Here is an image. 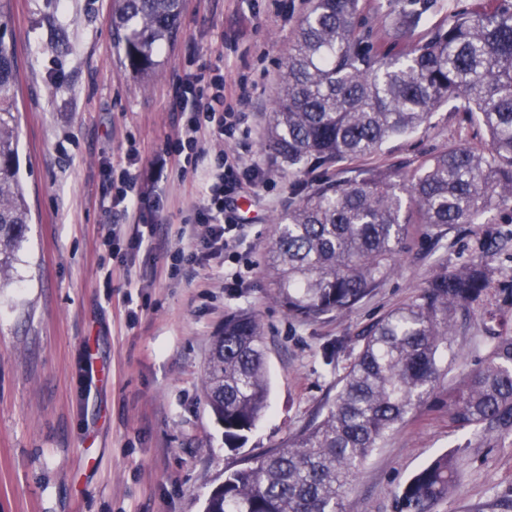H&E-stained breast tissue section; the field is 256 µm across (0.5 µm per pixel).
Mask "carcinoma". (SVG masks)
<instances>
[{"label":"carcinoma","mask_w":512,"mask_h":512,"mask_svg":"<svg viewBox=\"0 0 512 512\" xmlns=\"http://www.w3.org/2000/svg\"><path fill=\"white\" fill-rule=\"evenodd\" d=\"M112 26L124 66L139 73L178 33L184 0H113ZM11 0H0V277L23 241L30 210L17 166L19 70L5 41ZM433 0H390L402 24L379 49L361 0H312L285 62L268 126V146L288 167L329 169L376 154L458 101L488 132V148L464 144L423 161L411 175L386 169L306 187L276 219L267 276L288 312L315 321L356 307L391 275L409 225L480 224L512 205V0H469L405 44ZM482 258L444 269L418 300L390 311L363 338L343 384L320 420L284 447L224 476L203 512H344L343 496L373 448L433 390L443 353L453 356L459 310L488 287ZM202 395L224 423V445L245 446L269 408L261 323L224 318L202 379ZM460 428L512 430V336L498 338L485 364L465 377L448 405ZM459 470L441 456L401 493V512H430Z\"/></svg>","instance_id":"carcinoma-1"}]
</instances>
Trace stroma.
<instances>
[{
	"label": "stroma",
	"instance_id": "obj_1",
	"mask_svg": "<svg viewBox=\"0 0 512 512\" xmlns=\"http://www.w3.org/2000/svg\"><path fill=\"white\" fill-rule=\"evenodd\" d=\"M310 0H185L180 31L142 75L114 45L112 0H12L20 74L19 167L33 220L0 281V512H201L245 458L281 447L327 411L363 337L390 310L416 301L443 269L490 256L489 286L457 316L455 355L434 392L367 456L346 496L348 512H399L410 478L443 453L461 463L431 512H512V436L460 429L448 405L462 378L512 336V207L485 224H416L396 270L359 305L317 321L289 316L265 275L274 220L315 179L267 147L273 101ZM197 66L224 61V95L252 113L251 134L226 141L246 190L247 243L170 275L165 252L115 258L105 244V168L135 138L152 180L173 131L170 91L188 48ZM483 126L448 103L413 133L356 168L400 167L463 143L483 150ZM156 217L176 241L193 217L200 174L166 173ZM242 270L222 287L224 266ZM261 321L269 409L240 452L201 393L212 341L232 313Z\"/></svg>",
	"mask_w": 512,
	"mask_h": 512
}]
</instances>
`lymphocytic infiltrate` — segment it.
<instances>
[{
	"label": "lymphocytic infiltrate",
	"instance_id": "f902f5d3",
	"mask_svg": "<svg viewBox=\"0 0 512 512\" xmlns=\"http://www.w3.org/2000/svg\"><path fill=\"white\" fill-rule=\"evenodd\" d=\"M172 106L175 130L166 140L165 155L180 173H203L193 206L196 219L180 231L192 247L171 256L173 271L187 273L202 257L240 247L248 238L246 225L237 218V161L223 151L225 140L245 133L248 119L226 103L224 68L218 64L177 78ZM140 161V147L131 140L106 171L105 238L116 249L124 245L133 252H149L159 242L157 226L144 207L149 194L140 182Z\"/></svg>",
	"mask_w": 512,
	"mask_h": 512
}]
</instances>
